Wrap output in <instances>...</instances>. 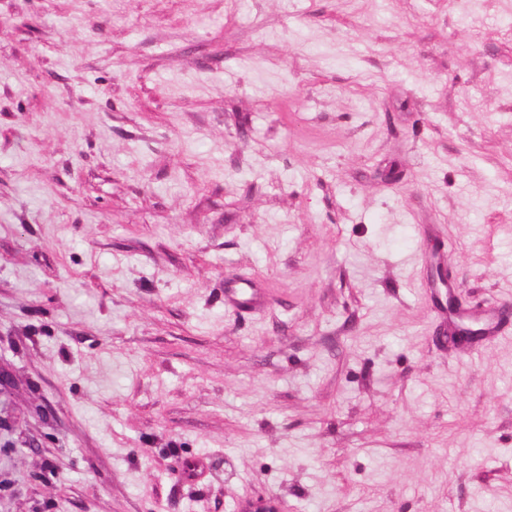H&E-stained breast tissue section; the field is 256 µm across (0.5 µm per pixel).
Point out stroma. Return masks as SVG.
Listing matches in <instances>:
<instances>
[{"label":"stroma","mask_w":512,"mask_h":512,"mask_svg":"<svg viewBox=\"0 0 512 512\" xmlns=\"http://www.w3.org/2000/svg\"><path fill=\"white\" fill-rule=\"evenodd\" d=\"M452 297L512 303V0H0V512H512Z\"/></svg>","instance_id":"35a3bbf8"}]
</instances>
